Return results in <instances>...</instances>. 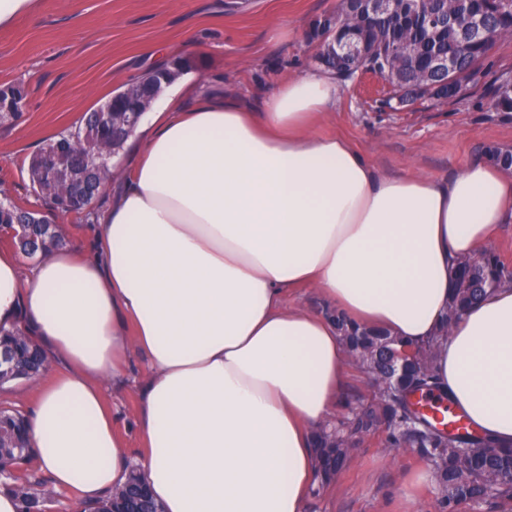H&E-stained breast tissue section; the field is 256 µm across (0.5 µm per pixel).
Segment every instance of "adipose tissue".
Segmentation results:
<instances>
[{"mask_svg":"<svg viewBox=\"0 0 512 512\" xmlns=\"http://www.w3.org/2000/svg\"><path fill=\"white\" fill-rule=\"evenodd\" d=\"M324 69L258 106L216 91L161 98L132 136L130 173L104 181L94 258L65 248L24 269L0 251V326L23 323L62 370L41 384L28 438L56 487L102 500L131 465L100 390L140 354L138 465L162 512H304L311 430L336 409L346 355L314 288L359 324L436 340L442 391L512 442V285L436 338L453 259L488 246L512 169L381 175L350 141L314 134L336 101ZM323 299L313 288H301L296 292L287 295L286 305L294 308H302L310 311H317L323 304Z\"/></svg>","mask_w":512,"mask_h":512,"instance_id":"obj_1","label":"adipose tissue"}]
</instances>
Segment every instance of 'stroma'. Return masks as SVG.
I'll return each mask as SVG.
<instances>
[{
  "label": "stroma",
  "instance_id": "stroma-1",
  "mask_svg": "<svg viewBox=\"0 0 512 512\" xmlns=\"http://www.w3.org/2000/svg\"><path fill=\"white\" fill-rule=\"evenodd\" d=\"M337 0H41L37 14L0 30V84L24 83L27 105L0 124V200L48 214L32 192L30 157L50 139L79 125L151 63L149 48L194 62L191 94L214 88L249 103L279 81L317 67L320 42H307L314 21L335 13ZM512 72V39L497 41L480 72L455 98L386 102L382 80L339 84L336 103L315 134L349 140L387 175L453 177L488 146L512 150V112L496 111L490 85ZM147 374L134 357L122 381H104L114 427L130 457L140 452L136 386ZM414 512H439L433 473L418 456H387L382 437L363 438L348 467L305 512H389L406 486Z\"/></svg>",
  "mask_w": 512,
  "mask_h": 512
}]
</instances>
